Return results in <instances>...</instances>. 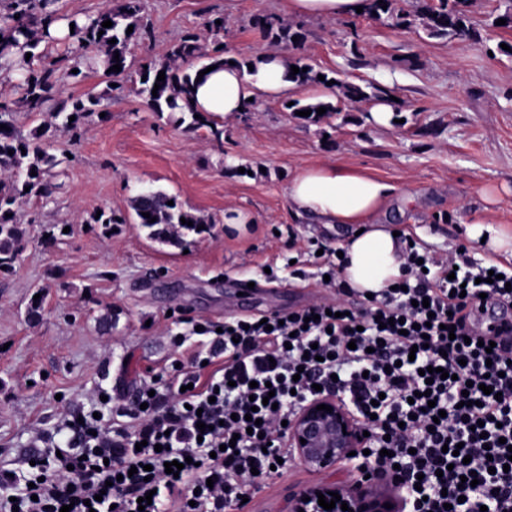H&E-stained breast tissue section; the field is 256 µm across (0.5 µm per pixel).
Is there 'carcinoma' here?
Instances as JSON below:
<instances>
[{
    "mask_svg": "<svg viewBox=\"0 0 512 512\" xmlns=\"http://www.w3.org/2000/svg\"><path fill=\"white\" fill-rule=\"evenodd\" d=\"M396 0H367V13H377V16L387 15L398 19L404 15L395 12ZM57 0H9L8 11L0 13V73L21 74L20 84L21 108L29 115L37 114L46 108L55 111V117L61 119V127L74 130L82 122L96 112L103 95L89 94L86 98L63 99L62 88L65 80L77 79L88 70L99 73L110 84L108 91L123 93L129 91L142 100L151 112L158 117L164 113H178L179 124L189 132L206 128L213 140L222 143L224 130L206 114L197 113L191 104L192 88L198 73L208 65L222 62L229 63L224 58L225 26L216 24L224 20V16L216 15L207 21L212 36L211 48L203 49L198 37L184 33L178 40L170 43L165 57L160 60L145 62L136 71H131L128 63L129 47L135 42H141L151 36V27L143 14L142 0H110V3L94 16L85 19L72 17L69 22L75 25L74 33L67 38L95 49L94 54L76 60L64 66L60 59H50L40 50L41 44L55 41L50 34V28L57 21V11L53 6ZM459 2L438 0V3H424L420 13L425 29L436 37H451L455 39H470L474 37L473 28L467 24L466 16L458 8ZM19 18H14V15ZM109 20L112 26L102 27V22ZM253 24L261 30L264 37L273 43L291 44L300 49L303 47L307 33L302 28L294 29L284 24L279 18L270 14L258 13L253 18ZM133 27L132 33H127L128 27ZM116 39L110 44L108 40ZM31 57H26V54ZM119 59H114V56ZM205 57L208 62L193 66L196 59ZM121 65V71L111 72L109 68L115 64ZM291 64L300 68L301 72L293 75L300 85L321 83L320 72L307 62L303 56L295 57ZM77 73H72V70ZM165 72V80L157 81L159 72ZM160 85L157 95H152L154 85ZM342 96L353 102L380 99L387 94V89L376 84L364 89L357 84L340 86ZM324 107L326 112L317 114L316 109ZM287 110H309L311 114L302 117L306 124H317L325 117L336 111V106L330 101L303 103L299 100L287 107ZM14 109L0 103V124L6 128L0 129V272L12 270L22 249L26 230L17 219V209L20 204L33 198L48 199L53 193L54 185L51 178L53 169L59 165L56 157L41 147V142L52 136L53 130L48 125L37 126L23 133L15 123ZM75 120H70V117ZM36 175H31V172ZM171 197L156 190L149 194H137L132 200L136 223L148 230V236L156 241L179 245L182 235L186 232L199 230V226L208 220L188 209L178 202L168 205ZM149 213L146 218L143 213ZM155 222H150V219ZM193 222L188 226L182 220Z\"/></svg>",
    "mask_w": 512,
    "mask_h": 512,
    "instance_id": "carcinoma-1",
    "label": "carcinoma"
}]
</instances>
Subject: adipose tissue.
<instances>
[{"mask_svg": "<svg viewBox=\"0 0 512 512\" xmlns=\"http://www.w3.org/2000/svg\"><path fill=\"white\" fill-rule=\"evenodd\" d=\"M365 0H288L290 15L335 19L355 14ZM286 53L263 52L251 62L215 68L193 89V105L201 112L223 118L246 108L253 98H282L296 91L288 77ZM392 187L359 169L333 162L296 168L288 180V202L294 214L314 224H354L340 249L346 256L341 277L360 293L378 294L400 277L404 243L394 236L380 215Z\"/></svg>", "mask_w": 512, "mask_h": 512, "instance_id": "1", "label": "adipose tissue"}]
</instances>
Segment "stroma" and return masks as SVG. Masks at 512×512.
Returning a JSON list of instances; mask_svg holds the SVG:
<instances>
[{
  "instance_id": "1",
  "label": "stroma",
  "mask_w": 512,
  "mask_h": 512,
  "mask_svg": "<svg viewBox=\"0 0 512 512\" xmlns=\"http://www.w3.org/2000/svg\"><path fill=\"white\" fill-rule=\"evenodd\" d=\"M420 0H398L409 23L351 15L313 20L288 15L283 0H145L152 40L132 46V66L162 59L185 31L201 45L208 15L224 17V55L243 60L270 44L252 19L280 17L308 33L302 55L338 85L311 84L297 99L328 93L337 110L307 125L282 100H259L253 111L222 118L224 144L207 130L184 132L158 118L135 95L104 103L79 136L61 129L45 142L61 164L49 200L30 199L18 211L26 246L12 271L0 274V469L22 470L36 436L63 439L73 416L129 403L141 381L162 373L194 348L188 319L215 323L299 310L328 298L317 269L288 258L316 247L337 248L351 224H309L288 203L296 167L333 162L366 170L393 185L384 218L424 251L494 260L467 228L512 227V28L497 19L512 0H468L470 40L434 37L414 11ZM380 84L396 97L397 123L376 124L366 102L342 99L339 84ZM152 188L210 221L208 233L186 234L178 246L150 239L134 221L132 198ZM248 211L252 224L227 232L224 212ZM103 211L121 223L102 235L89 215ZM72 230L52 246L47 232ZM277 279H265L266 269ZM255 290L241 293L244 283ZM42 296L38 320L27 311ZM111 314L112 327L99 319ZM185 336L183 348L173 341ZM110 395L102 405V395ZM351 465L328 472L300 462L258 484L250 512H289L299 490L329 480L350 482Z\"/></svg>"
}]
</instances>
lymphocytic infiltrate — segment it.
Here are the masks:
<instances>
[{
	"instance_id": "f902f5d3",
	"label": "lymphocytic infiltrate",
	"mask_w": 512,
	"mask_h": 512,
	"mask_svg": "<svg viewBox=\"0 0 512 512\" xmlns=\"http://www.w3.org/2000/svg\"><path fill=\"white\" fill-rule=\"evenodd\" d=\"M405 252L400 288L361 307L342 302L332 251L323 272L336 300L222 332L203 321L205 351L143 383L116 421L71 422L64 448L33 453L26 474L1 469L0 512H241L256 478L295 459L282 423L320 390L368 431L361 464L395 472L406 512H512V321L474 323L476 308H512V267L462 255L426 272L415 247Z\"/></svg>"
}]
</instances>
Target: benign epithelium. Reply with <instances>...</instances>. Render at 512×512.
Returning <instances> with one entry per match:
<instances>
[{
  "label": "benign epithelium",
  "mask_w": 512,
  "mask_h": 512,
  "mask_svg": "<svg viewBox=\"0 0 512 512\" xmlns=\"http://www.w3.org/2000/svg\"><path fill=\"white\" fill-rule=\"evenodd\" d=\"M325 404L332 411L317 409ZM306 443H301V440ZM363 431L355 416L334 395H319L306 403L288 422V444L294 448L298 459L308 468L325 471L349 459V453L362 447ZM331 501L336 492L341 500L335 508L347 503L352 512H402L403 500L398 489L375 480H354L348 486L320 482L299 491L292 500L290 512H319L317 493ZM391 507L386 508L384 504Z\"/></svg>",
  "instance_id": "1"
}]
</instances>
